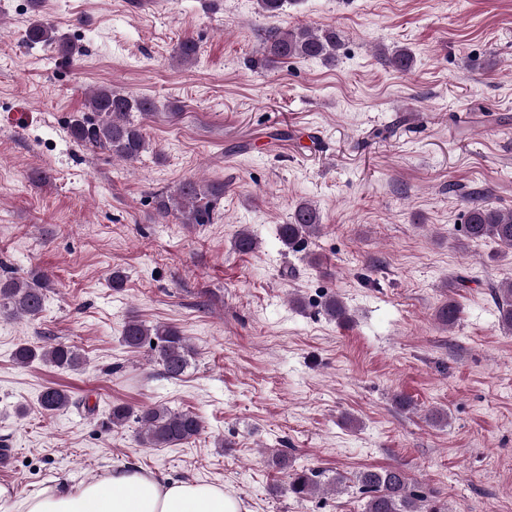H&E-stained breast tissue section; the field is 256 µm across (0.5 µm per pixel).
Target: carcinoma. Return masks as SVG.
<instances>
[{
    "mask_svg": "<svg viewBox=\"0 0 512 512\" xmlns=\"http://www.w3.org/2000/svg\"><path fill=\"white\" fill-rule=\"evenodd\" d=\"M288 0H257L260 14L275 18L283 13ZM30 45H47L65 57L76 53L75 45L56 28L42 20L32 22L25 32ZM264 60L275 62L288 58L322 59L332 62L341 34L336 28L273 27L262 36ZM198 46L194 39L182 40L176 58L184 64L192 63ZM395 71L408 73L414 66V56L401 47L386 58ZM154 102L146 97H134L110 87L98 88L88 101V112L76 116L69 123L71 137L79 144L107 150L112 156L132 162L146 150V140L139 119L154 111ZM224 198V183L214 181L202 184L186 180L173 195L156 196V209L161 213L176 212L184 224H210L214 208ZM321 227V216L315 205L299 202L290 222L281 224L278 236L281 243L297 248L315 236ZM465 234L470 240L491 239L512 250V210L490 206L483 195L469 198ZM235 249L241 253L257 250V239L246 228L237 231ZM50 288V278L38 269L25 278L0 275V313L9 316L38 319L43 311ZM501 302L500 319L504 327H512V282L498 288ZM436 317L451 326L459 317L457 303L450 299L438 307ZM125 346L137 349L155 344L156 362L162 373L172 379L181 378L191 365L194 349L179 329L159 324L148 325L142 320H128L122 332ZM15 360L23 365L42 361L59 369L76 371L85 359L74 348L62 343H47L38 348L22 343L17 346ZM41 408L53 414L78 406L71 395L56 387H47L40 394ZM138 424L139 442L146 448H170L189 443L202 431L199 417L191 412H176L165 406H147L134 410L126 404L112 405L107 429L125 426L129 421ZM288 491L299 498L312 495L325 483L324 472L313 469H292L287 473ZM354 484L365 499L363 512H448V506L432 494L420 490L400 467L365 469L355 476Z\"/></svg>",
    "mask_w": 512,
    "mask_h": 512,
    "instance_id": "1",
    "label": "carcinoma"
}]
</instances>
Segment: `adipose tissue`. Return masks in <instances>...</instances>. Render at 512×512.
<instances>
[{"label": "adipose tissue", "instance_id": "obj_1", "mask_svg": "<svg viewBox=\"0 0 512 512\" xmlns=\"http://www.w3.org/2000/svg\"><path fill=\"white\" fill-rule=\"evenodd\" d=\"M0 504L14 512H246L221 485L163 479L127 467L75 485L50 484L28 496L20 495L15 484L0 483Z\"/></svg>", "mask_w": 512, "mask_h": 512}]
</instances>
